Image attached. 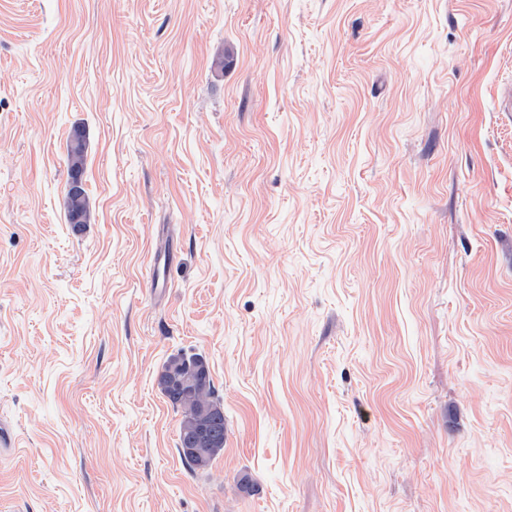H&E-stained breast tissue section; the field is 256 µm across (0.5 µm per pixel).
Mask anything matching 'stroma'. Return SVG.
<instances>
[{"mask_svg": "<svg viewBox=\"0 0 512 512\" xmlns=\"http://www.w3.org/2000/svg\"><path fill=\"white\" fill-rule=\"evenodd\" d=\"M509 82L512 0H0V512H512ZM68 167L70 180L79 176L82 185L80 191L76 192L78 183L73 182L72 191L76 193L70 194L67 191V221L71 224L90 223L91 210L83 181L85 172V139L78 132L74 136L72 133L69 136ZM75 217L78 218L76 221ZM172 374L192 381L188 389L172 384ZM158 386L172 409L181 416L178 430L177 451L181 460L192 471L207 470L213 460L224 450V406L216 395L207 360L199 354H187L182 350L171 354L162 366ZM207 405L212 410L211 432L216 443L203 456L211 441L209 413L204 408L199 419L198 443L196 429L198 409ZM189 448L193 453H186ZM196 453V454H194Z\"/></svg>", "mask_w": 512, "mask_h": 512, "instance_id": "1", "label": "stroma"}]
</instances>
